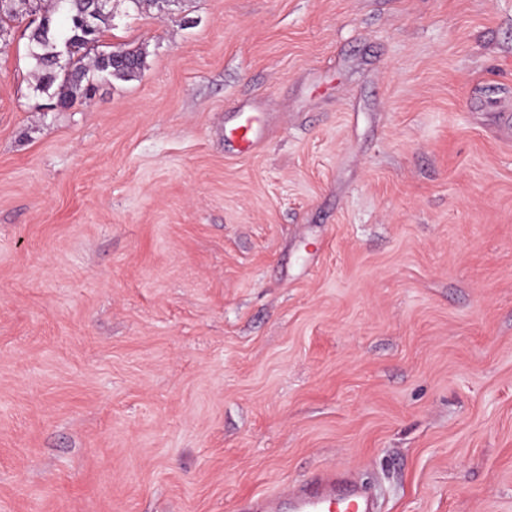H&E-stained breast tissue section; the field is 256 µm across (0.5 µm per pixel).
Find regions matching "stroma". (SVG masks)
Here are the masks:
<instances>
[{
    "label": "stroma",
    "instance_id": "obj_1",
    "mask_svg": "<svg viewBox=\"0 0 512 512\" xmlns=\"http://www.w3.org/2000/svg\"><path fill=\"white\" fill-rule=\"evenodd\" d=\"M0 40V512H243L322 469L512 512V0H112ZM265 139L235 154L237 112ZM97 1L54 0L50 6L40 5L42 14L38 24L27 27L30 29V54L38 70L37 90L48 91L64 72L55 93L57 103L63 108L70 107L79 96L87 97L95 82L112 77L130 79L144 64L143 53L137 50L101 53L84 62L87 54H80L81 51L94 46L112 20V0ZM60 10L67 14L68 24L64 30L58 29L55 18ZM64 54L68 58L63 65Z\"/></svg>",
    "mask_w": 512,
    "mask_h": 512
}]
</instances>
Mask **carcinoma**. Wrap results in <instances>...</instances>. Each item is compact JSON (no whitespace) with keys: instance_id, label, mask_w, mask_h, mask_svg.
Here are the masks:
<instances>
[{"instance_id":"cac0c4a2","label":"carcinoma","mask_w":512,"mask_h":512,"mask_svg":"<svg viewBox=\"0 0 512 512\" xmlns=\"http://www.w3.org/2000/svg\"><path fill=\"white\" fill-rule=\"evenodd\" d=\"M32 0H0V30L5 20L16 17V4ZM64 10L68 24L58 29L55 15ZM41 18L30 28V54L38 70L37 89L58 86L57 103L68 108L80 96H88L95 82L108 78L130 79L141 71L143 53L137 50L110 51L85 61L84 50L99 41L112 20L111 2L98 0H53L41 7Z\"/></svg>"}]
</instances>
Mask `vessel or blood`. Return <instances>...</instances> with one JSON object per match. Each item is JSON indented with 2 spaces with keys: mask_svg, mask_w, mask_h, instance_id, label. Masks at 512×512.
<instances>
[{
  "mask_svg": "<svg viewBox=\"0 0 512 512\" xmlns=\"http://www.w3.org/2000/svg\"><path fill=\"white\" fill-rule=\"evenodd\" d=\"M260 117L241 114L229 133L239 151H251L262 137ZM252 512H373V502L356 484L333 471H320L293 487L251 503Z\"/></svg>",
  "mask_w": 512,
  "mask_h": 512,
  "instance_id": "obj_1",
  "label": "vessel or blood"
}]
</instances>
